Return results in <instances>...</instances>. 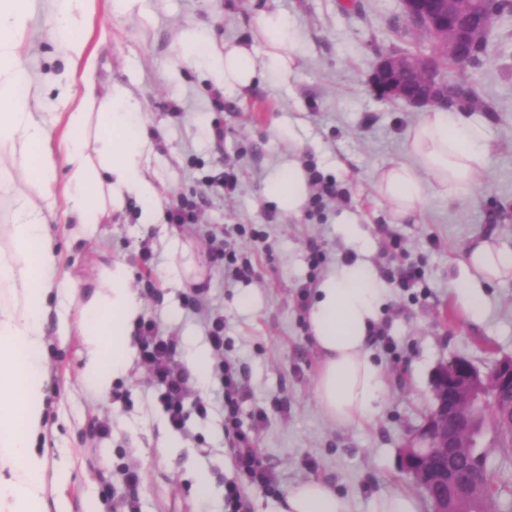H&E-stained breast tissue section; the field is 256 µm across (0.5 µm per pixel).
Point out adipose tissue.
I'll use <instances>...</instances> for the list:
<instances>
[{
    "instance_id": "ef3b65f1",
    "label": "adipose tissue",
    "mask_w": 512,
    "mask_h": 512,
    "mask_svg": "<svg viewBox=\"0 0 512 512\" xmlns=\"http://www.w3.org/2000/svg\"><path fill=\"white\" fill-rule=\"evenodd\" d=\"M54 2L57 22L49 38L61 44L70 67L37 81L19 55L32 0H0V194L14 201L10 245L0 248V512H58L60 507L57 494L63 476H47L39 453L49 413L45 319L66 287L61 255L49 231L58 167L70 169L69 215L80 236H89L100 224L108 197L116 203L134 197L142 224L159 219L156 190L143 163L151 144L139 121L142 105L118 85L101 98L90 92L82 100L74 98L72 69L85 53L78 32L93 0ZM261 32L266 69L289 71L288 19L277 13L263 15ZM257 76L247 47L225 48L226 88L248 86ZM47 87L55 90L67 116V131L57 150L50 144L46 115L38 110ZM93 119L98 134L91 141L85 132ZM404 147L410 163L393 165L376 176L378 192L403 216L415 212L422 200L420 174L430 177L437 192L457 197L478 183L489 167L481 127L439 107L407 130ZM8 166L26 172L27 191H16L4 177ZM266 191L283 211L299 214L307 192L304 170L295 163L281 167L269 178ZM468 262L484 279L512 277V249L491 239L474 243ZM106 287V296L93 297L84 306L79 324L87 349L83 376L103 396L124 371L132 352L133 325L141 314L125 265H113ZM383 290L367 264H343L320 282L308 314L321 356L314 397L340 426L368 418L385 393L383 368L367 350ZM268 512H352V505L329 483L312 478L288 489Z\"/></svg>"
}]
</instances>
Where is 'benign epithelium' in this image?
<instances>
[{"label":"benign epithelium","instance_id":"obj_1","mask_svg":"<svg viewBox=\"0 0 512 512\" xmlns=\"http://www.w3.org/2000/svg\"><path fill=\"white\" fill-rule=\"evenodd\" d=\"M405 27L433 37L436 52L427 55L389 51L378 56L371 83L390 101L414 107H477L472 86L451 80L439 59L463 70L486 49L487 38L507 8L505 0H401ZM433 405L402 450V470L434 503L467 502L491 481L487 452L496 447V421L464 412L512 398V356H504L482 372L470 361L453 357L439 365L432 381ZM469 440L470 456L456 453L459 440Z\"/></svg>","mask_w":512,"mask_h":512}]
</instances>
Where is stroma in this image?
Wrapping results in <instances>:
<instances>
[{
	"instance_id": "35a3bbf8",
	"label": "stroma",
	"mask_w": 512,
	"mask_h": 512,
	"mask_svg": "<svg viewBox=\"0 0 512 512\" xmlns=\"http://www.w3.org/2000/svg\"><path fill=\"white\" fill-rule=\"evenodd\" d=\"M112 2L94 0L81 31L98 92L118 84L141 103L152 142L147 175L161 211L182 198L201 196L205 204L195 223L143 225L129 197L108 208L92 235L77 239L64 191L68 170L59 168L51 231L70 279L102 281L114 262L124 263L144 317L176 340L182 361L188 341L207 344L209 317L223 316L224 356L243 372L239 417L253 428L276 484L272 493L245 484L244 512H266L271 495L311 478L349 497L353 512H372L375 498L388 493L420 499V512H431L404 474L400 451L432 406L434 370L456 356L485 372L496 358L512 355V279L484 284L478 319L467 316L449 287L473 277L467 253L475 239L490 236L512 249V15L491 31L481 68L462 72L492 106L472 115L490 152L485 178L454 200L424 184L421 206L401 219L378 194L374 176L408 162L405 134L423 112L379 99L369 77L379 54L429 53L433 43L405 32L399 0H131L124 11ZM32 5L21 54L39 77L66 59L48 38L55 20L49 0ZM270 12L290 22V73L268 72L228 91L208 66L184 62L186 40L198 29L210 38L214 57L223 58L225 45L245 44L263 62L265 47L255 33ZM217 119L224 122L220 141L207 134ZM292 132L297 141H289ZM291 160L335 179L342 197L317 208L304 203L297 216L280 210L265 184ZM226 171L237 178L230 194L208 183ZM347 216L359 222V243L342 234ZM221 246L250 260V279L216 261ZM315 250L323 255L316 267ZM356 260L379 276L413 261L422 278L408 289L387 285L369 344L386 373V393L368 420L338 427L314 397L320 357L300 292ZM194 288L203 296L198 310L185 301ZM88 299L85 292L65 297L47 317L53 407L42 454L47 474L68 475L65 512H84L90 497L99 512H112L113 500L131 493L141 512H224V483L236 470L217 377L189 381V400L212 409L190 414L181 431L155 401L156 381L140 358L109 395H98L83 378L86 346L77 332ZM259 409L266 419L256 428L252 415ZM99 419L109 421V434L94 430ZM129 463L141 475L133 488L121 475ZM201 474L211 489L206 498L195 491Z\"/></svg>"
}]
</instances>
